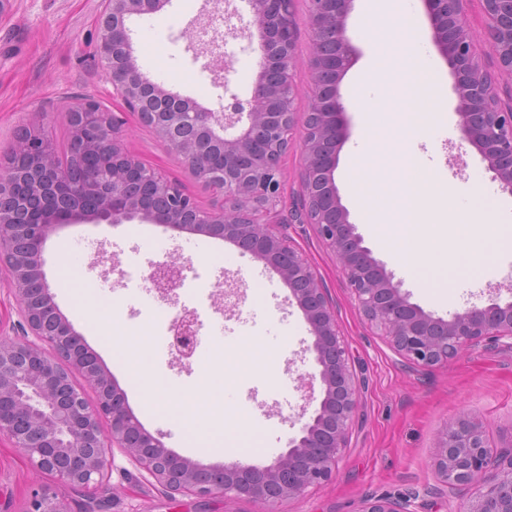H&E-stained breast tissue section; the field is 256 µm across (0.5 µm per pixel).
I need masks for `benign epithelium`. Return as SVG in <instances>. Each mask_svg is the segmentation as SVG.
Here are the masks:
<instances>
[{
	"mask_svg": "<svg viewBox=\"0 0 512 512\" xmlns=\"http://www.w3.org/2000/svg\"><path fill=\"white\" fill-rule=\"evenodd\" d=\"M294 0H247L245 28L260 33L263 68L248 106L235 102L220 111L200 106L143 77L131 47L128 18L160 11L167 0H104L97 18L100 58L113 88L127 107L151 126L167 149L183 156L190 173L205 186L224 187L222 202L205 210L182 186L146 166L117 140V123L87 101L68 113L78 156L63 164L40 129H20L29 160L28 184L44 198L34 212L26 199L0 210V267L8 273L18 301L24 339L0 337V434L7 435L31 465L58 482L93 492L108 477L107 449L119 448L169 493L199 498L245 497L259 512H281L291 498L325 484L336 473L339 453L359 405V390L341 335L336 310L312 266L289 245L278 225L312 224L346 276L354 303L368 324L388 336L412 365L432 367L487 339L512 340V300L473 305L445 318L411 301L385 262L364 244L335 184L338 151L348 136L340 83L355 52L347 36L352 0H311V28L328 24L336 52H314L311 103L296 108L297 57ZM466 0H424L441 54L452 65L459 99L462 139L476 148L492 179L512 195V109L498 107L495 82L479 65L464 17ZM486 33L500 72L512 76V0H482ZM299 133L304 165L301 191L277 217L282 159ZM109 156L84 176L81 153ZM224 154V168L211 165ZM17 170L0 162V197L10 193ZM137 181L153 184L162 203L144 207L133 192ZM138 219L198 232L233 243L263 260L288 285L314 337L311 351L319 395L287 450L266 465L233 464L203 468L147 432L128 407L124 393L102 369L79 333L54 301L43 270L49 232L59 224H120ZM180 268L160 263L150 279L168 295ZM173 347L181 359L197 347V323L185 314L172 323ZM96 393L91 403L84 386ZM435 467L445 486L472 485L476 496L467 512H512V450L494 455L482 424L466 414L442 432ZM23 512H69L48 488L32 494ZM360 512H410L404 500L368 498Z\"/></svg>",
	"mask_w": 512,
	"mask_h": 512,
	"instance_id": "7a95c632",
	"label": "benign epithelium"
}]
</instances>
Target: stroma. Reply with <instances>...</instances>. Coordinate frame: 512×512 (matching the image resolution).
I'll use <instances>...</instances> for the list:
<instances>
[{
	"mask_svg": "<svg viewBox=\"0 0 512 512\" xmlns=\"http://www.w3.org/2000/svg\"><path fill=\"white\" fill-rule=\"evenodd\" d=\"M102 7L103 0H10L0 13V157L10 151L18 130L31 124L45 131L57 156H65L72 135L66 115L77 104L92 100L116 116L119 137L131 153L180 182L202 208H210L216 193L196 180L183 159L169 152L154 131L127 109L108 80L97 53V17ZM212 9L209 0H169L163 10L132 18L129 26L143 74L170 91L219 110L235 99L250 100L257 69L248 39L240 32L234 39L239 59L231 74L212 65L211 54L198 40V25L207 21ZM364 11L363 0H353L347 28L357 55L340 85L352 142L362 132L361 116L352 103V84L371 43ZM465 12L478 60L494 75L501 106L512 107V76L499 72L481 0H467ZM294 17L300 61L296 106L303 110L310 102L306 63L313 51L309 0H295ZM454 83L452 69H444L438 95L448 109L414 147L448 189L465 192L474 179H481V200L500 217L499 225L487 229L486 259L476 266L475 278L454 279L447 299L430 296L414 272L398 262V242L375 235L363 223L352 207L342 171L334 173L342 202L350 207V219L357 223L366 246L402 281L412 302L443 317L472 304H485L495 292L501 301L512 300V264L502 244L512 230V195L501 191L477 150L462 141ZM285 233L327 288L353 372L362 386L360 406L334 479L285 502V512H360L363 500L378 496L412 497V512H463L473 490L442 488L434 466L437 437L451 418L466 412L486 426L492 452L501 453L512 444V347L487 341L431 368L408 367L387 338L359 313L335 256L318 239L314 226L290 224ZM186 237V232L137 220L64 224L46 241L44 271L59 309L97 354L148 432L162 436L167 448L196 462L239 461V454L228 449L187 447L161 415L149 413L142 393L148 386L164 388L170 408L184 413L192 424L197 417L180 399L181 389L194 391L211 413L218 414L221 393L230 386L238 397L237 425L263 433L265 448L255 461L267 463L285 450L294 434L306 397L301 379L317 370L310 327L280 276L268 282L255 278L259 259L211 237L206 249L194 250ZM80 240L89 244L82 270L88 285L75 291L60 288L58 277L64 272L67 253ZM173 259L204 264L208 288L195 306L203 322L221 321L231 335L224 363L213 373L203 371L206 357L181 360L159 350L140 325V299L127 294L123 273L129 261H138L148 270ZM117 344L129 347V365L114 362L112 348ZM110 454L114 464L97 493L95 512H257V504L244 498L218 496L203 503L191 494L165 492L120 449H111ZM44 486L64 500L71 512H88L82 490L56 483L34 469L11 440L0 435V512H22L34 489Z\"/></svg>",
	"mask_w": 512,
	"mask_h": 512,
	"instance_id": "obj_1",
	"label": "stroma"
}]
</instances>
